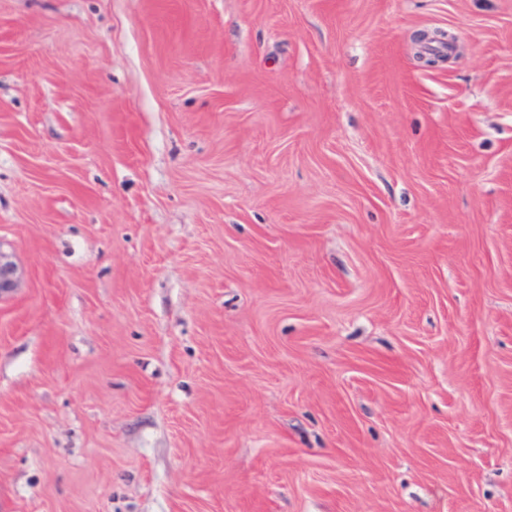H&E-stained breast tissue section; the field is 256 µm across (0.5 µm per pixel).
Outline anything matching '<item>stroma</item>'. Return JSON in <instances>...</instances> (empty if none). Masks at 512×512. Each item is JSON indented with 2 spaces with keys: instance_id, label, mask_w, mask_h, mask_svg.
Wrapping results in <instances>:
<instances>
[{
  "instance_id": "stroma-1",
  "label": "stroma",
  "mask_w": 512,
  "mask_h": 512,
  "mask_svg": "<svg viewBox=\"0 0 512 512\" xmlns=\"http://www.w3.org/2000/svg\"><path fill=\"white\" fill-rule=\"evenodd\" d=\"M0 248V512H512V0H0ZM19 268L10 253L0 249V298L12 293L18 286Z\"/></svg>"
}]
</instances>
